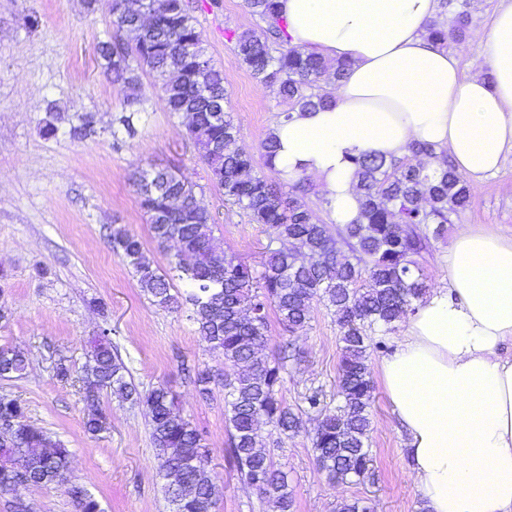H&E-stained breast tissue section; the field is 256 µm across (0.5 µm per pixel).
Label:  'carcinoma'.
I'll return each instance as SVG.
<instances>
[{
  "label": "carcinoma",
  "mask_w": 512,
  "mask_h": 512,
  "mask_svg": "<svg viewBox=\"0 0 512 512\" xmlns=\"http://www.w3.org/2000/svg\"><path fill=\"white\" fill-rule=\"evenodd\" d=\"M256 28L224 29L235 59L256 81L276 90L286 109L276 119L288 120L329 102L321 81L332 73L337 81L347 62L291 44L278 0H245ZM117 25L133 42L114 37L98 46L112 83L124 92L120 118L126 134H136L140 113V70L155 74L161 99L171 112L189 117L187 136L224 194V201L265 227L269 243L289 241L293 250L267 249L261 269L224 255L214 237L212 213L196 198L195 185L178 171L159 170L157 187L143 190V172L135 180L141 210L148 216L155 241L178 243L170 270L186 288L174 290L167 275L154 268L138 235L126 226L112 227V251L128 266L140 288L162 308H185L208 350L224 358L225 457L241 480L273 505L275 512H295L288 475L275 456L280 442H265L271 427L292 438L302 418L280 396L287 362L299 351L292 342L278 352H265L269 311L288 333L303 328L315 304L336 316L340 360L336 410L324 415L311 436L315 462L329 479L359 485L373 477L370 448L371 407L375 385L368 365L370 336L395 330L396 323L415 312L429 285L415 257L440 237L450 216L469 203V187L449 155L428 143H413L408 154L386 158L360 154L352 158L357 182L358 217L342 226L320 220L296 196L305 191L304 177L290 184L254 171L252 155L238 146L239 130L226 110L224 73L207 57L201 33L190 16L189 0H144L130 9L112 0ZM473 25L469 0H438V11L424 26L425 39L446 48L464 39ZM70 137L95 134L89 116L70 124ZM343 243L353 259L340 255ZM26 353L0 348V377L26 371ZM84 400L90 413L84 428L104 430L106 414L98 408L99 392L143 404L150 415L151 437L163 491L173 501L168 470L179 474L182 512H212L215 484L208 450L201 434L183 417L174 394L164 384L142 393L133 384L118 347L105 333L92 341L85 363ZM202 395L211 393L213 375H190ZM0 421L12 423L10 446L0 453L24 461L27 482L13 471H0V494L11 497L12 512H26L19 490L67 480L69 450L45 430L30 424L16 398L0 397ZM68 493L78 512H102L99 502L81 487ZM336 512H371L360 497L344 499Z\"/></svg>",
  "instance_id": "1"
}]
</instances>
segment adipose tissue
Returning <instances> with one entry per match:
<instances>
[{"label": "adipose tissue", "mask_w": 512, "mask_h": 512, "mask_svg": "<svg viewBox=\"0 0 512 512\" xmlns=\"http://www.w3.org/2000/svg\"><path fill=\"white\" fill-rule=\"evenodd\" d=\"M279 3L293 44L350 64L332 105L271 128L277 169L315 180L334 222L358 214L362 152L401 156L422 141L467 176L500 169L512 151V4L478 40L484 80L424 38L436 0ZM442 259L446 286L406 318L381 377L426 512H512V237L460 224Z\"/></svg>", "instance_id": "adipose-tissue-1"}]
</instances>
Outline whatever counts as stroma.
Masks as SVG:
<instances>
[{"label":"stroma","instance_id":"obj_1","mask_svg":"<svg viewBox=\"0 0 512 512\" xmlns=\"http://www.w3.org/2000/svg\"><path fill=\"white\" fill-rule=\"evenodd\" d=\"M192 0L191 14L213 64L224 72L239 144L257 155L279 110L266 90L236 61L225 29L254 28L244 0ZM37 25H30V18ZM117 31L107 0H0V347H19L29 358L26 375L0 379V395L22 400L31 424L64 442L71 452L72 484L94 496L102 512H171L158 475L145 406L100 394L107 429L85 431L88 413L78 380L62 381L55 366L81 371L89 342L107 332L118 345L140 391L164 384L183 415L201 433L211 457L217 497L214 512H273L241 484L224 450V359L210 352L186 311L155 305L130 269L113 253L110 229L129 225L154 266L168 270L176 243L158 246L141 211L133 177L151 168L181 169L197 184V197L216 217L214 235L226 255L260 265L268 242L262 225L224 203L209 171L188 139L182 115L166 110L154 78L142 73L144 101L136 135L113 145L121 131V94L103 73L99 43ZM64 118L56 136L41 133L48 108ZM95 117L96 135L72 140L68 122ZM470 204L458 224L512 232V153L500 170L468 178ZM105 303V314L91 308ZM302 351L289 364L281 395L293 408L320 391L323 407H336L340 359L336 318L316 305L305 330L295 333ZM202 368L214 376L209 398H201L184 371ZM370 448L375 477L359 487L331 483L314 461L313 413L303 416L305 433L282 441L276 461L288 473L297 512H334L338 501L358 494L373 512H421L423 501L408 477L406 434L384 386L371 408Z\"/></svg>","mask_w":512,"mask_h":512}]
</instances>
